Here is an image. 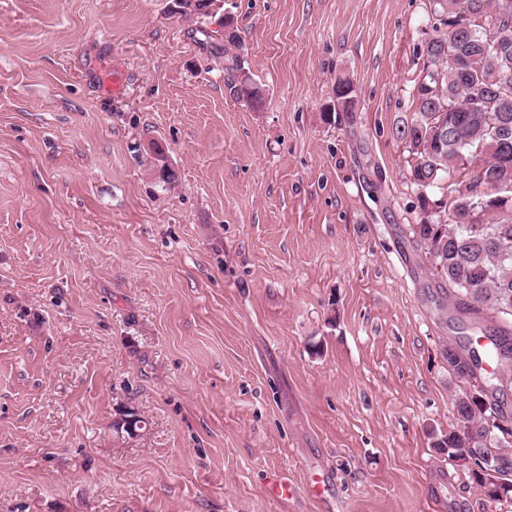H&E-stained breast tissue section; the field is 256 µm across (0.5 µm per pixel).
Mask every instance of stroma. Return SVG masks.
<instances>
[{
  "label": "stroma",
  "instance_id": "stroma-1",
  "mask_svg": "<svg viewBox=\"0 0 512 512\" xmlns=\"http://www.w3.org/2000/svg\"><path fill=\"white\" fill-rule=\"evenodd\" d=\"M222 4L262 107L174 0H0V512H512L431 446L470 387L395 133L431 0ZM348 87L349 92L342 93V87ZM336 105L334 106V112H324L323 119L327 122L331 121V118L335 119V112H343L348 118L353 121L354 110L350 109L348 99L354 97L353 87L348 80H338L336 83ZM151 146V151L147 150L146 154L150 157L149 162L152 163L151 168H153L158 181L168 186L174 184L176 172L168 166H163V156L166 154L164 147L158 142H151Z\"/></svg>",
  "mask_w": 512,
  "mask_h": 512
}]
</instances>
